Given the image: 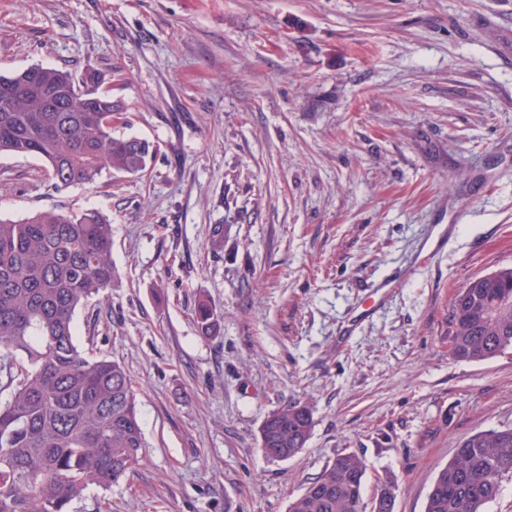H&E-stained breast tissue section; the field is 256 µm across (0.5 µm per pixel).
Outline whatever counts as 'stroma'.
I'll use <instances>...</instances> for the list:
<instances>
[{"instance_id":"1","label":"stroma","mask_w":512,"mask_h":512,"mask_svg":"<svg viewBox=\"0 0 512 512\" xmlns=\"http://www.w3.org/2000/svg\"><path fill=\"white\" fill-rule=\"evenodd\" d=\"M37 64L100 72L158 147L62 191L0 155V218L112 222L76 340L128 370L146 446L74 512H286L345 453L365 502L390 481L425 512L462 440L512 426V354L449 353L458 288L512 267V0H0V75ZM293 403L310 437L270 459ZM312 427L313 418L305 405L295 403L274 410L261 427V448L272 459L288 460L304 448Z\"/></svg>"}]
</instances>
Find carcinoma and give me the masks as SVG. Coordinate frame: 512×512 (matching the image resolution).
<instances>
[{"mask_svg": "<svg viewBox=\"0 0 512 512\" xmlns=\"http://www.w3.org/2000/svg\"><path fill=\"white\" fill-rule=\"evenodd\" d=\"M99 75L43 65L0 76V154L38 157L52 188L93 185L106 170L137 174L153 145L115 135L121 107L98 88ZM112 225L95 210L46 209L18 221L0 219V512H71L91 486L112 487L139 462L144 447L129 373L92 357L75 339L74 315L112 287ZM201 329L212 309L196 310ZM449 350L481 362L512 350V267L478 275L452 303ZM313 427L307 406L268 414L261 448L275 460L297 455ZM366 466L338 455L291 500L288 512H363ZM512 477V427L462 441L429 492L425 512H486ZM396 488L383 485L373 512H394Z\"/></svg>", "mask_w": 512, "mask_h": 512, "instance_id": "obj_1", "label": "carcinoma"}]
</instances>
